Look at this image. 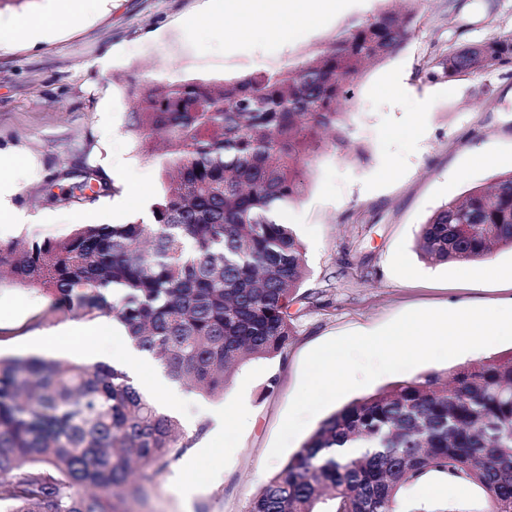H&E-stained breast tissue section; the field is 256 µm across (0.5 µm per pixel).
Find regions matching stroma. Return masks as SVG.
I'll return each mask as SVG.
<instances>
[{
    "mask_svg": "<svg viewBox=\"0 0 512 512\" xmlns=\"http://www.w3.org/2000/svg\"><path fill=\"white\" fill-rule=\"evenodd\" d=\"M382 0H351L317 25L295 22L282 34L253 22L249 40L221 29L219 0H85L37 42L23 30L0 34V157L8 160L20 224H1L0 240L60 238L77 224L151 221L165 185L157 163L125 128L135 101L130 81L222 78L273 70L326 45L365 21ZM512 33V0H423L402 49L368 67L348 105L350 137L364 159L316 158L303 199L283 213L305 248L303 291H324L321 306L297 322L286 356L240 366L222 397L180 387L186 433L208 430L142 499L116 501L118 512H243L283 459L269 453L295 396L306 355L348 333H367L414 309L512 305V250L487 261L430 265L416 235L435 210L512 170V63L475 77L432 76L448 49ZM488 163L472 162L473 150ZM98 166L108 195L79 207L48 202L45 181L82 162ZM393 178H382L386 168ZM33 289L0 286V354L69 359L68 328L79 318L53 314ZM467 352L379 377L347 393L354 400L430 372L449 375L476 361ZM409 501L479 502L478 490L438 476L407 488Z\"/></svg>",
    "mask_w": 512,
    "mask_h": 512,
    "instance_id": "stroma-1",
    "label": "stroma"
}]
</instances>
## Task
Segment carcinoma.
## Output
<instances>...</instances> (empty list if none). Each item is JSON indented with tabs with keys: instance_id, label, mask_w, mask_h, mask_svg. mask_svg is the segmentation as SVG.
Segmentation results:
<instances>
[{
	"instance_id": "cac0c4a2",
	"label": "carcinoma",
	"mask_w": 512,
	"mask_h": 512,
	"mask_svg": "<svg viewBox=\"0 0 512 512\" xmlns=\"http://www.w3.org/2000/svg\"><path fill=\"white\" fill-rule=\"evenodd\" d=\"M406 2L274 71L131 81L126 128L168 181L152 222L0 241V283L43 292L55 312L112 316L172 380L212 397L232 368L284 356L323 293L298 294L303 248L281 214L305 195L318 156L351 149L341 102L364 65L409 38L420 0ZM511 60L512 35H494L448 50L434 68L474 76ZM81 169L59 195V176L49 177L47 200L76 206L110 190L98 169ZM417 247L432 265L512 249V170L434 211ZM206 429L180 432L114 365L0 356V512H118L116 493H144L134 468L153 483ZM434 474L478 487L484 506L402 502L407 486ZM245 512H512V353L345 405Z\"/></svg>"
}]
</instances>
